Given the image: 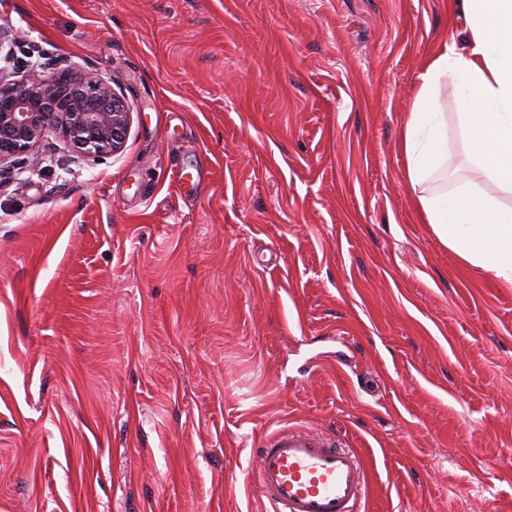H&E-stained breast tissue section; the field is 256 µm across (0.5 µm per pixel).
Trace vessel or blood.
Returning <instances> with one entry per match:
<instances>
[{
	"instance_id": "vessel-or-blood-1",
	"label": "vessel or blood",
	"mask_w": 512,
	"mask_h": 512,
	"mask_svg": "<svg viewBox=\"0 0 512 512\" xmlns=\"http://www.w3.org/2000/svg\"><path fill=\"white\" fill-rule=\"evenodd\" d=\"M252 478L271 512H360L368 491L356 451L336 435L305 429L266 439Z\"/></svg>"
}]
</instances>
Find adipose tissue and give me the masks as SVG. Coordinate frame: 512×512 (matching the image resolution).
<instances>
[{"mask_svg":"<svg viewBox=\"0 0 512 512\" xmlns=\"http://www.w3.org/2000/svg\"><path fill=\"white\" fill-rule=\"evenodd\" d=\"M463 44L443 43L416 81L415 104L397 147L417 211L466 265L512 285V0H464ZM455 88L460 137L479 183L434 186L448 159V116L434 102L440 82Z\"/></svg>","mask_w":512,"mask_h":512,"instance_id":"obj_1","label":"adipose tissue"}]
</instances>
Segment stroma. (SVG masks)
I'll use <instances>...</instances> for the list:
<instances>
[{"label":"stroma","mask_w":512,"mask_h":512,"mask_svg":"<svg viewBox=\"0 0 512 512\" xmlns=\"http://www.w3.org/2000/svg\"><path fill=\"white\" fill-rule=\"evenodd\" d=\"M14 62L124 93L122 153L0 179V512H270L272 433L361 512H512V286L421 223L396 147L448 0H0ZM448 183L471 178L453 88ZM251 478L272 512H360L368 491L356 451L305 429L266 439Z\"/></svg>","instance_id":"35a3bbf8"}]
</instances>
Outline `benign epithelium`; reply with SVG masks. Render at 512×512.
<instances>
[{
  "instance_id": "1",
  "label": "benign epithelium",
  "mask_w": 512,
  "mask_h": 512,
  "mask_svg": "<svg viewBox=\"0 0 512 512\" xmlns=\"http://www.w3.org/2000/svg\"><path fill=\"white\" fill-rule=\"evenodd\" d=\"M131 108L112 83L81 75L56 56L10 82L0 67V172L45 138H62L77 156L97 161L123 151Z\"/></svg>"
}]
</instances>
